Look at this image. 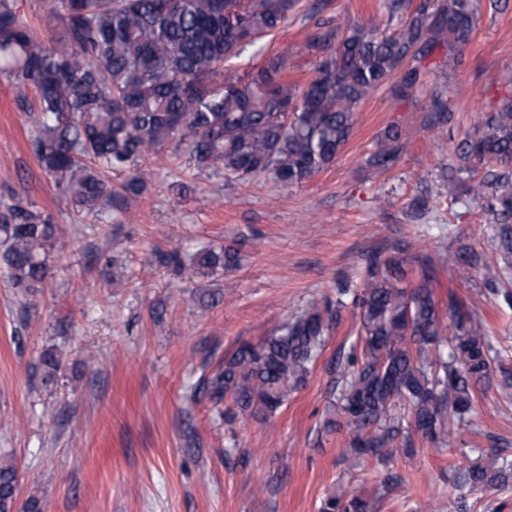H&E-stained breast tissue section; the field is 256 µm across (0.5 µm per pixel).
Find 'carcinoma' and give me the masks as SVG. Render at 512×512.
Instances as JSON below:
<instances>
[{
  "label": "carcinoma",
  "mask_w": 512,
  "mask_h": 512,
  "mask_svg": "<svg viewBox=\"0 0 512 512\" xmlns=\"http://www.w3.org/2000/svg\"><path fill=\"white\" fill-rule=\"evenodd\" d=\"M43 6L61 25L60 35L38 38L17 0H0V72L20 104L35 94L32 152L80 211L123 212L147 189L140 162L169 147L199 170L221 167L230 181L299 184L335 162L352 135L355 110L373 92L389 84L405 100L425 86V127L448 141L461 193L497 226L501 260L512 256V99L460 137L446 91L426 83L420 66L441 45L470 41L478 0H448L434 11L426 3L413 8L411 0H385L387 21H401L395 34L381 23L343 31L318 23L302 46L315 58L314 74L302 85L288 82L284 55L255 72H233L247 48L283 26L300 0H43ZM401 139V128L389 125L368 166L378 174L391 170ZM126 170L134 174L116 188L105 179ZM57 242L56 225L22 201L0 210V264L15 287L27 292L45 280ZM149 262L181 269L175 252L155 251ZM238 263V252L223 247L198 251L191 267L206 275ZM418 266V283L409 289L402 261L370 259L353 296L362 350L338 359L347 376L339 397L343 421L336 425L355 453L380 461L415 453L411 429L444 441L450 426L465 422L494 361L481 325L455 297H448V315L440 312L432 262L424 258ZM448 266L463 276L473 256L450 254ZM344 294L310 300L274 334L241 343L202 376L199 390L216 412L233 406L265 417L280 408L321 356L346 307ZM398 399L411 405L407 426L390 414ZM464 480L474 491L503 489L512 482V463L490 456L471 465ZM17 491L15 467L1 463L0 512H15ZM369 509L357 495L331 496L321 505V512Z\"/></svg>",
  "instance_id": "obj_1"
}]
</instances>
